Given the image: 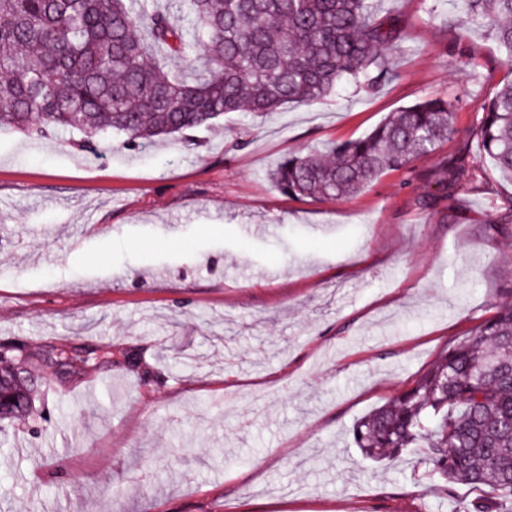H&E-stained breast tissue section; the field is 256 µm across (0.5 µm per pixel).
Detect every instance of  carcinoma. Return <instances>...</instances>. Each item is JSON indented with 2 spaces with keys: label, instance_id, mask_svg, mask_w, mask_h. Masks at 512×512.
<instances>
[{
  "label": "carcinoma",
  "instance_id": "carcinoma-1",
  "mask_svg": "<svg viewBox=\"0 0 512 512\" xmlns=\"http://www.w3.org/2000/svg\"><path fill=\"white\" fill-rule=\"evenodd\" d=\"M491 30L508 76L480 107L475 138L512 178V0H457ZM402 41L395 18L368 0H0V130L34 138L67 134L85 150L117 133L144 149L158 138L211 127L233 112L309 104L346 82L373 88L390 77ZM184 66L167 72V60ZM458 134L448 99L430 97L339 143L335 159L282 160L270 173L283 194L352 198L387 170L432 153ZM471 179L467 156L445 169L448 196ZM0 361V423L33 413L22 366L34 357L72 376L109 362L104 346L13 348ZM356 446L376 461L420 453L441 491L485 488L476 512H512V305L451 342L410 389L358 419Z\"/></svg>",
  "mask_w": 512,
  "mask_h": 512
}]
</instances>
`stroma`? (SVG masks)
I'll use <instances>...</instances> for the list:
<instances>
[{
    "mask_svg": "<svg viewBox=\"0 0 512 512\" xmlns=\"http://www.w3.org/2000/svg\"><path fill=\"white\" fill-rule=\"evenodd\" d=\"M369 3L403 27L375 89L140 151L0 132V344L112 347L79 378L27 366L36 416L0 447V512H472L481 490L439 495L352 427L512 304V180L474 148L468 186H437L506 70L454 0ZM431 96L457 135L357 196L270 181Z\"/></svg>",
    "mask_w": 512,
    "mask_h": 512,
    "instance_id": "1",
    "label": "stroma"
}]
</instances>
